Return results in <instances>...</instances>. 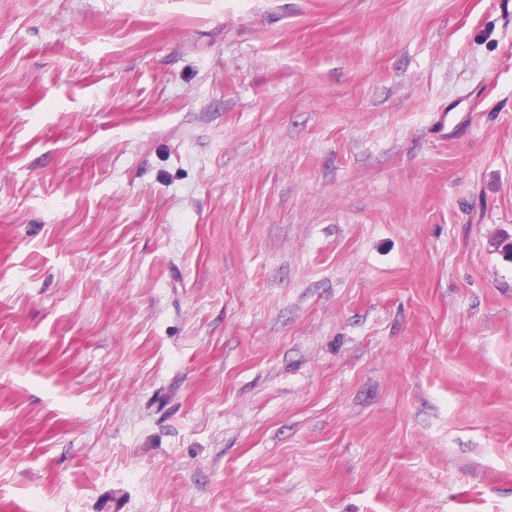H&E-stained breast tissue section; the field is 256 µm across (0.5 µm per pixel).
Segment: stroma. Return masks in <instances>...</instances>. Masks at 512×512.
Segmentation results:
<instances>
[{
	"label": "stroma",
	"instance_id": "obj_1",
	"mask_svg": "<svg viewBox=\"0 0 512 512\" xmlns=\"http://www.w3.org/2000/svg\"><path fill=\"white\" fill-rule=\"evenodd\" d=\"M512 0H0V512H512Z\"/></svg>",
	"mask_w": 512,
	"mask_h": 512
}]
</instances>
